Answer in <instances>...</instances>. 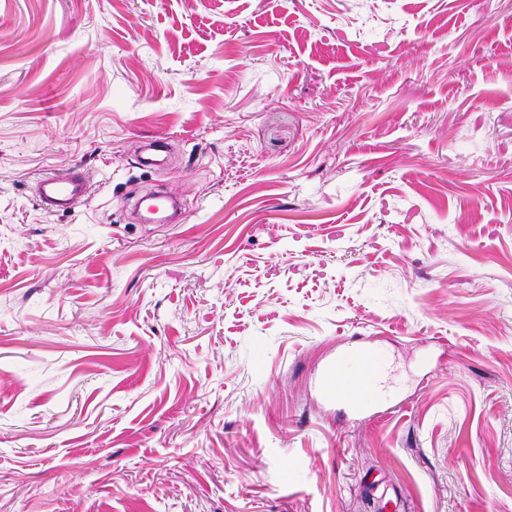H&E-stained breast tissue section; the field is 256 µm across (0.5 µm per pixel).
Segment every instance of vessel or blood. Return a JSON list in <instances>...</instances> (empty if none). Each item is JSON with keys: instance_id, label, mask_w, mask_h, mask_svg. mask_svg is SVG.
Here are the masks:
<instances>
[{"instance_id": "obj_1", "label": "vessel or blood", "mask_w": 512, "mask_h": 512, "mask_svg": "<svg viewBox=\"0 0 512 512\" xmlns=\"http://www.w3.org/2000/svg\"><path fill=\"white\" fill-rule=\"evenodd\" d=\"M91 187L77 170L51 173L38 178L34 197L46 212L70 211L79 200L89 199ZM383 353L370 346H351L328 363L320 377V389L327 400L336 401L357 413L368 412L383 395Z\"/></svg>"}]
</instances>
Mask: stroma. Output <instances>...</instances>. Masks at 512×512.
I'll return each instance as SVG.
<instances>
[{"instance_id": "1", "label": "stroma", "mask_w": 512, "mask_h": 512, "mask_svg": "<svg viewBox=\"0 0 512 512\" xmlns=\"http://www.w3.org/2000/svg\"><path fill=\"white\" fill-rule=\"evenodd\" d=\"M388 498L512 512V0H0V512ZM91 187L76 169L43 175L35 183L34 197L47 213L68 212L81 199L88 200ZM383 353L370 346H351L323 370L320 389L327 400L344 403L355 412H368L383 396Z\"/></svg>"}]
</instances>
